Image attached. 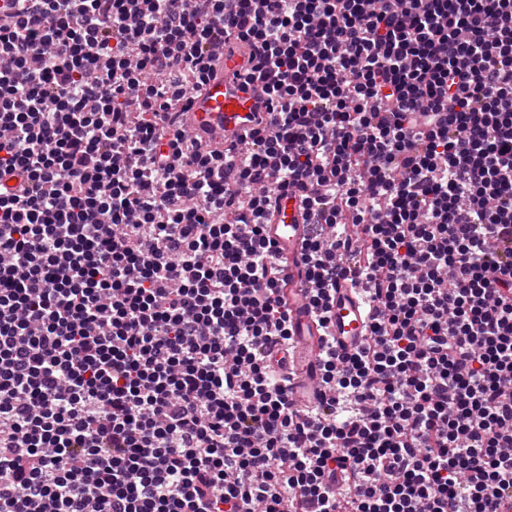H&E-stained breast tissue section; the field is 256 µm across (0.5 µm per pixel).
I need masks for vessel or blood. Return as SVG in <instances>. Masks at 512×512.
<instances>
[{"mask_svg": "<svg viewBox=\"0 0 512 512\" xmlns=\"http://www.w3.org/2000/svg\"><path fill=\"white\" fill-rule=\"evenodd\" d=\"M251 49L239 45L223 50L204 88L192 93L181 119L186 128L213 149H225L236 142L244 129L252 127L261 115L264 86L256 82L241 88L240 79L250 68ZM277 205L268 232L288 260V303L292 309L294 361L305 373L294 394L304 401L315 396L319 354L325 336H333L340 350L354 348L363 336L366 321L361 287L341 280L328 329L318 324L319 313L307 299V274L300 244L307 221L298 199L278 192Z\"/></svg>", "mask_w": 512, "mask_h": 512, "instance_id": "b4317fda", "label": "vessel or blood"}]
</instances>
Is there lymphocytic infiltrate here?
<instances>
[{
    "label": "lymphocytic infiltrate",
    "mask_w": 512,
    "mask_h": 512,
    "mask_svg": "<svg viewBox=\"0 0 512 512\" xmlns=\"http://www.w3.org/2000/svg\"><path fill=\"white\" fill-rule=\"evenodd\" d=\"M265 114L177 123L226 39ZM358 348L297 407L267 226ZM512 494V0L0 12V512H497Z\"/></svg>",
    "instance_id": "1"
}]
</instances>
